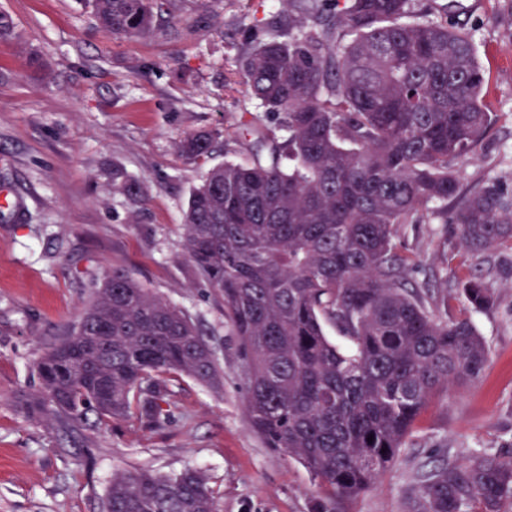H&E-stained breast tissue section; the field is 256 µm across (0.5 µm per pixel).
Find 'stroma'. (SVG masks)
<instances>
[{
  "mask_svg": "<svg viewBox=\"0 0 512 512\" xmlns=\"http://www.w3.org/2000/svg\"><path fill=\"white\" fill-rule=\"evenodd\" d=\"M453 19L479 49L484 102L495 120L459 175L463 191L512 185V0H457ZM14 22L0 40V512H99L113 473L198 469L218 512H314L318 480L267 448L244 408L243 360L221 301L182 254L189 195L210 167L247 160L228 123L257 112L237 59L251 37L285 21L277 0H160L140 38L105 32L83 0H0ZM44 61L28 64L31 54ZM189 134L212 138L201 160L181 156ZM139 182L130 196L112 174ZM410 287L447 296L443 319L468 317L489 349L480 379L435 396L396 460L336 512H407L422 468L482 452L512 455V248L462 247L453 225L402 224ZM132 278L188 315L223 372L220 388L174 383L172 418L137 417L89 432L29 414L36 359L76 323L106 271ZM484 275L492 305L462 288Z\"/></svg>",
  "mask_w": 512,
  "mask_h": 512,
  "instance_id": "1",
  "label": "stroma"
}]
</instances>
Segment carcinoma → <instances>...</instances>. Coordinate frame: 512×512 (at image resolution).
<instances>
[{"label":"carcinoma","mask_w":512,"mask_h":512,"mask_svg":"<svg viewBox=\"0 0 512 512\" xmlns=\"http://www.w3.org/2000/svg\"><path fill=\"white\" fill-rule=\"evenodd\" d=\"M288 26L250 45L246 92L283 138L241 115L235 140L265 152L205 171L184 214L195 275L224 303L244 360L245 411L278 452L299 460L325 496L317 512L370 486L406 444L419 414L451 387L479 380L489 350L467 318L439 319L406 286L399 224L456 226L471 251L512 244V193L498 181L460 189L493 114L472 33L410 0H284ZM156 0H89L104 30L137 38ZM205 135L181 154L198 160ZM468 303L493 302L483 275ZM347 344L329 340L324 324ZM33 415L96 429L132 414L169 421L180 376L217 387L222 373L196 325L114 268L92 285L79 322L36 363ZM373 440H368V437ZM512 496V457L474 455L424 469L410 512H498ZM100 512H217L203 476L185 469L115 473Z\"/></svg>","instance_id":"carcinoma-1"}]
</instances>
